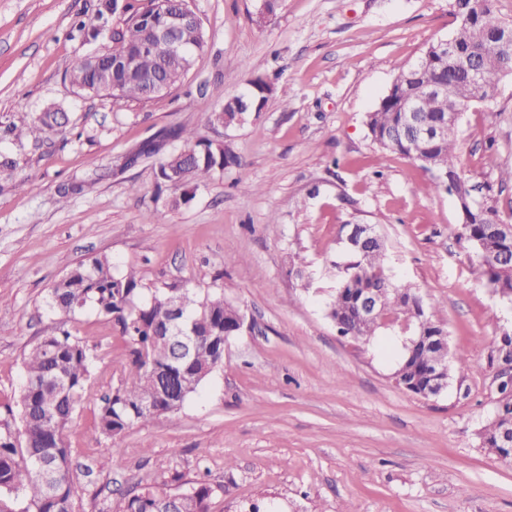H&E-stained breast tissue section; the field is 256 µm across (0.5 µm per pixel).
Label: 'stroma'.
<instances>
[{
	"label": "stroma",
	"instance_id": "stroma-1",
	"mask_svg": "<svg viewBox=\"0 0 512 512\" xmlns=\"http://www.w3.org/2000/svg\"><path fill=\"white\" fill-rule=\"evenodd\" d=\"M206 35L183 81L139 103L81 94L66 77L95 51L79 24L100 0H0V420L17 422L22 359L58 324L94 350L98 384L65 431L89 464L86 512H123L142 486L203 480L208 512H512V461L483 448L499 403L490 360L512 336V304L488 283L461 238L455 195L436 194L411 159L382 154L365 119L399 66L449 38L455 0H280L263 25L253 0H190ZM287 85L234 130L210 113L254 77ZM69 123L15 140L47 109ZM181 125L223 140L238 156L187 204L159 184L166 137ZM460 168L476 198L512 223V76L492 105L459 120ZM82 192L60 201V186ZM157 222H145L147 208ZM371 224L395 284L437 301L453 366L447 390L426 399L396 385L399 342L340 336L326 306L348 259L345 224ZM304 257L303 266L291 263ZM108 256L140 269L149 287L208 288L245 316L224 364L172 416L130 428L121 446L95 423L117 386L125 343L91 312L51 314L49 290L71 267Z\"/></svg>",
	"mask_w": 512,
	"mask_h": 512
}]
</instances>
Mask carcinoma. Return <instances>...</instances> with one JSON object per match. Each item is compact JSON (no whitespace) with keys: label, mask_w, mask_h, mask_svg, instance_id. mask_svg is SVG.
Here are the masks:
<instances>
[{"label":"carcinoma","mask_w":512,"mask_h":512,"mask_svg":"<svg viewBox=\"0 0 512 512\" xmlns=\"http://www.w3.org/2000/svg\"><path fill=\"white\" fill-rule=\"evenodd\" d=\"M278 6L279 0H260L254 5L253 21L265 23ZM171 8V0H148L144 7L132 3L120 7L118 0H101L98 18L102 23L85 30L86 41L97 40L108 16L119 9L125 15L124 28L112 37V47L100 52L99 60L86 54L72 62L67 71L72 85L88 96L105 93L120 100L146 102L154 97L155 81L180 83L186 73L165 59L164 48L147 34L149 25L161 23ZM456 16L459 24L452 39L461 51L477 55L485 92L479 93L467 74L449 72L448 61L437 44L428 45L417 64L431 79L448 82L449 94L423 99L419 119L424 125L443 123L451 107L462 113L475 103H492L500 81L512 75V50L493 39L507 23L499 15L495 0H480L470 14L458 12ZM127 58L136 59L137 72L124 68ZM254 84L249 93L226 99L221 111L209 114L208 122L226 129L234 127L249 117L243 111L245 104L250 102L261 109L272 95L288 103L287 87L279 88L261 78ZM403 93L400 86H394L367 113L372 140L385 152L409 159L422 157L419 167L429 176L430 191L469 194L459 167L458 123H444L434 141H415L407 114L399 106ZM67 123L66 113L49 110L40 113L30 126L19 131L12 127L9 132H17L19 138L41 139ZM169 136L183 140L184 145L160 161L157 177L162 184L197 187L227 164L224 150L210 139L185 128L171 130ZM499 223L497 210L481 200L467 211L461 236L477 247L492 287L512 291V238L487 235L488 228ZM348 253L344 273L328 304L329 316L341 335L366 342L381 329H394L404 320L417 318L428 338L445 332L434 320L436 304L424 305L418 293L399 288L388 278L372 279L386 270L383 244L350 247ZM364 288L383 289V300L372 319L362 317L356 308ZM173 300L185 327L197 336L195 346L185 356L169 339V306ZM47 305L64 315L90 309L120 327L129 358L116 361L120 385L103 398L96 415L99 433L114 445L132 426L173 415L183 408L211 372L224 364V355L210 343L211 338L224 334L242 315L239 307L224 300V287L217 283L202 292L174 285L146 287L136 267L118 268L106 256L69 270L52 286ZM438 350L437 346H428L412 354L408 348H401L395 374L416 388L425 387L430 381V361ZM104 358H112V350L94 353L82 338L62 327L42 337L25 354L20 426L7 420L0 422V512H85L77 487L88 478L89 470L73 463L64 432L77 409L90 397L96 360ZM503 428H512V397L508 395L504 396L503 409L484 428L483 446L500 459L511 461L512 446L505 448L496 439ZM176 491L181 497L173 502L175 512H208L207 500L213 492L210 485L195 482ZM168 493L170 490L164 487L147 486L128 501L125 512H163L168 506Z\"/></svg>","instance_id":"obj_1"}]
</instances>
